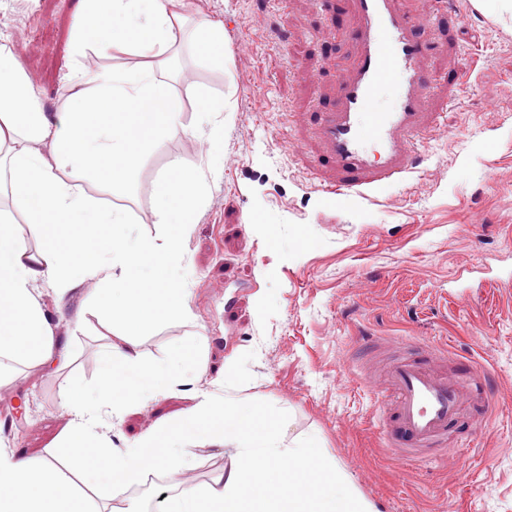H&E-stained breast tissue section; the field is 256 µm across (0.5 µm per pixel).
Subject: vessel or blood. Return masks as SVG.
<instances>
[{
    "label": "vessel or blood",
    "mask_w": 512,
    "mask_h": 512,
    "mask_svg": "<svg viewBox=\"0 0 512 512\" xmlns=\"http://www.w3.org/2000/svg\"><path fill=\"white\" fill-rule=\"evenodd\" d=\"M348 2L356 18L354 55L314 125L318 163L335 174L320 189L339 205L370 199L411 176L422 134L436 118L429 107L436 83L424 65L431 16L405 11L402 0ZM383 92L389 102L380 111L376 101ZM447 357L438 344L420 349L418 358L389 361L380 374L358 375L380 400L385 445L400 458L447 446L471 402H492L490 373L465 367L448 375L438 368Z\"/></svg>",
    "instance_id": "b4317fda"
}]
</instances>
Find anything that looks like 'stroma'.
I'll list each match as a JSON object with an SVG mask.
<instances>
[{
    "label": "stroma",
    "mask_w": 512,
    "mask_h": 512,
    "mask_svg": "<svg viewBox=\"0 0 512 512\" xmlns=\"http://www.w3.org/2000/svg\"><path fill=\"white\" fill-rule=\"evenodd\" d=\"M261 0H185L175 46L189 78L169 79L185 132L150 137L126 209L142 235L160 223L172 163L196 169L204 203L185 229L193 276L188 317L147 323V362L182 354L174 388L104 422L125 449L161 419H181L177 440L199 486L214 484L228 450L199 439L195 392L217 391L234 420L277 430L285 442L318 441L378 512H512V0H440V25L424 61L439 78L437 126L417 173L371 202L326 205L313 164L312 114L328 102L353 51V18L339 0L328 22L315 0H288L260 20ZM82 0H0V42L18 53L48 116L64 111L66 76L136 64L135 56L77 54ZM224 26L201 41L195 23ZM207 64H200V57ZM224 109L203 112V99ZM43 305L56 341L72 354L59 372L25 369L0 385V448L37 460L69 417L64 385L92 392L107 369L88 289ZM444 343L448 369L471 360L491 373V408L471 404L448 457L412 462L384 444L381 407L360 367ZM145 512H170L180 497L168 471L129 485Z\"/></svg>",
    "instance_id": "1"
}]
</instances>
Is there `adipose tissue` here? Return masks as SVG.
Segmentation results:
<instances>
[{"instance_id": "obj_1", "label": "adipose tissue", "mask_w": 512, "mask_h": 512, "mask_svg": "<svg viewBox=\"0 0 512 512\" xmlns=\"http://www.w3.org/2000/svg\"><path fill=\"white\" fill-rule=\"evenodd\" d=\"M84 2L77 50L91 43L101 54L117 50L141 61L82 72L71 84L70 109L57 119L44 111L17 54L0 44V151L9 156L12 197L11 210L0 209V373L10 361L29 368L65 362L39 288L63 296L88 282L95 285L93 301L108 332L113 369L92 400L68 388L61 392L71 421L54 445L67 451L66 465L50 457L19 460L0 450V512H89L75 479L97 457L108 458L114 471L108 512H144L127 494L135 475L160 457L171 463L172 475L189 468L177 450L160 449L177 422L157 421L120 456L112 455L99 433L103 417H122L147 391L163 390L182 374L172 363H145L136 329L146 314L160 320L187 315L183 288L191 272L184 264L185 238L142 236L130 227L124 208L100 206L62 177L67 170L93 175L113 196L132 198L144 126L159 135L183 131L175 98L161 93L167 54L186 21L183 0ZM176 167L179 176L166 184L160 221L182 226L201 199L202 183L184 162ZM16 211L31 213L27 226L13 224ZM53 223L73 224L77 231L64 245L47 243L31 251L28 239L43 237L45 225ZM102 226L112 236L100 243L95 232ZM195 414L208 421L204 437L228 447L229 470L216 485L183 487L189 512H377L338 463L301 456L277 431L225 423V410L210 393L199 394Z\"/></svg>"}]
</instances>
